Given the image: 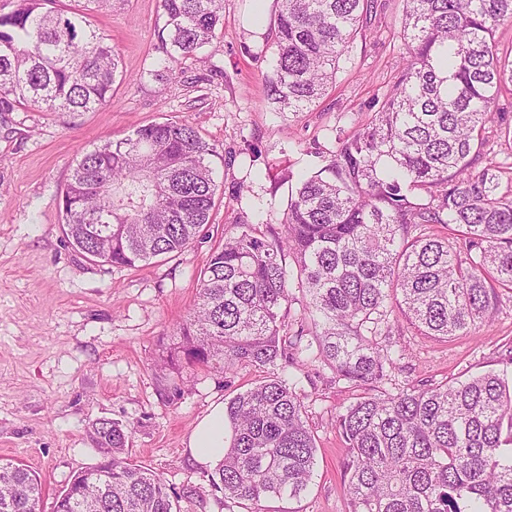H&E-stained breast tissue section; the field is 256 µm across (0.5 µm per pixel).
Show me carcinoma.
Masks as SVG:
<instances>
[{
    "mask_svg": "<svg viewBox=\"0 0 512 512\" xmlns=\"http://www.w3.org/2000/svg\"><path fill=\"white\" fill-rule=\"evenodd\" d=\"M19 0L0 12V112H103L120 58L85 13ZM406 49L392 95L288 198L284 237L251 224L211 249L197 302L166 363L267 370L224 406L231 430L212 485L248 512L298 498L315 466L294 364L303 332L284 335L291 288L317 356L363 395L336 415L347 444L350 512H512V378L383 388L405 349L390 341L393 307L423 336L467 334L495 309V280L512 286V196L492 159L470 171L501 93L512 52L495 39L512 0H403ZM276 52L266 95L301 112L332 88L339 61L362 33L374 0H277ZM161 42L171 71L223 24L222 0H161ZM217 145L186 120L140 126L84 152L65 185L64 232L79 252L134 267L201 240L217 185ZM453 224L448 237L410 236ZM293 263H288V257ZM99 464L75 473L52 512H177L156 472L128 457L129 429L92 424ZM42 483L21 463H0V512H40Z\"/></svg>",
    "mask_w": 512,
    "mask_h": 512,
    "instance_id": "obj_1",
    "label": "carcinoma"
}]
</instances>
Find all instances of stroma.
<instances>
[{
    "label": "stroma",
    "instance_id": "35a3bbf8",
    "mask_svg": "<svg viewBox=\"0 0 512 512\" xmlns=\"http://www.w3.org/2000/svg\"><path fill=\"white\" fill-rule=\"evenodd\" d=\"M251 0H224V25L175 73L164 70L160 0H123L90 22L119 54L123 75L103 112L75 115L25 106L0 112V461L38 474L41 512L73 473L101 454L89 432L100 418L127 425L137 464L161 474L180 512H244L210 483L211 468L187 443L217 405L263 380V370L163 369L161 357L187 318L198 276L222 233L282 212L303 174L317 172L392 93L405 52L401 0L376 8L343 55L327 95L304 112L276 111L265 93L276 50L277 4L265 33L248 28ZM188 119L220 152L209 237L188 251L134 267L92 262L68 245L60 193L81 151L124 138L135 128ZM482 136V157L501 166L500 191L512 192V92ZM489 322L471 333L418 335L405 319L392 339L406 349L392 371L397 387L502 370L512 353V288L497 286ZM305 419L317 447L307 491L271 500L268 512H349L343 473L346 443L338 412L360 395L324 362L295 368Z\"/></svg>",
    "mask_w": 512,
    "mask_h": 512
}]
</instances>
